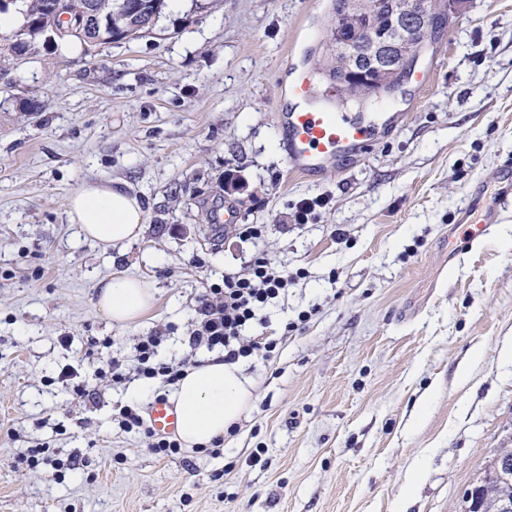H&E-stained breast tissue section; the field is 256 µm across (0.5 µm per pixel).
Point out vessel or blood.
I'll return each mask as SVG.
<instances>
[{
	"instance_id": "vessel-or-blood-1",
	"label": "vessel or blood",
	"mask_w": 512,
	"mask_h": 512,
	"mask_svg": "<svg viewBox=\"0 0 512 512\" xmlns=\"http://www.w3.org/2000/svg\"><path fill=\"white\" fill-rule=\"evenodd\" d=\"M288 97L293 106L285 113L283 123L287 157L292 167L302 173L319 172L339 163L349 153L376 141L379 129L393 121L386 112L375 115L331 111L306 76L294 79ZM500 179L502 187L498 196L488 198L480 191L473 196L470 209L479 213L480 220L467 227L460 238L449 240V257L468 250L499 223L502 205L512 199L511 156L501 162ZM149 421L158 434L172 436L178 431L177 409L169 401H154L149 407Z\"/></svg>"
}]
</instances>
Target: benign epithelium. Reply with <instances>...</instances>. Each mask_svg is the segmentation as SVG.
Listing matches in <instances>:
<instances>
[{
    "instance_id": "7a95c632",
    "label": "benign epithelium",
    "mask_w": 512,
    "mask_h": 512,
    "mask_svg": "<svg viewBox=\"0 0 512 512\" xmlns=\"http://www.w3.org/2000/svg\"><path fill=\"white\" fill-rule=\"evenodd\" d=\"M47 7L57 20L54 30L61 37L73 32V18L84 15L76 0H48ZM388 12L384 29L365 25L358 14H351L346 25L331 28L329 48L353 65L364 57L377 67L391 62L400 78L407 77L412 58L425 44L423 32L433 28L432 19L422 0H388Z\"/></svg>"
}]
</instances>
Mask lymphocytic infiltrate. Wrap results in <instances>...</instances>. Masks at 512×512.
<instances>
[{
  "label": "lymphocytic infiltrate",
  "instance_id": "1",
  "mask_svg": "<svg viewBox=\"0 0 512 512\" xmlns=\"http://www.w3.org/2000/svg\"><path fill=\"white\" fill-rule=\"evenodd\" d=\"M303 275V269L288 270L262 255L253 257L242 270L225 274L222 282L212 284L198 299V318L188 339L190 349L203 347L223 353L228 363L269 355L277 347L275 340L251 335L250 329L259 313L285 295ZM162 342V337L155 334L139 337L134 345L133 364L110 358L107 377L117 384L143 379H158L169 386L177 384L188 362L160 359L158 349ZM112 420L123 432L148 438L150 451L158 457L170 458L181 450L177 437L154 433L138 404L120 406Z\"/></svg>",
  "mask_w": 512,
  "mask_h": 512
}]
</instances>
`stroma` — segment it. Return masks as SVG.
<instances>
[{"label":"stroma","mask_w":512,"mask_h":512,"mask_svg":"<svg viewBox=\"0 0 512 512\" xmlns=\"http://www.w3.org/2000/svg\"><path fill=\"white\" fill-rule=\"evenodd\" d=\"M332 0H186L131 42L0 56V512H457L512 447V209L456 259L471 192L512 155V0H460L415 73L372 112L398 114L344 166L291 169L284 90L321 74ZM138 193L140 237L82 239L67 200L88 182ZM326 199L298 225L294 206ZM231 206L260 240L209 222ZM306 276L254 331V402L211 458L160 459L111 422L128 387L110 357L160 334L174 358L197 297L254 255ZM157 290L135 324L97 306L101 280ZM309 312L299 321V312ZM71 344H63V337ZM111 338V348L93 342ZM73 367L94 394L58 384ZM51 442L73 470L29 469Z\"/></svg>","instance_id":"obj_1"}]
</instances>
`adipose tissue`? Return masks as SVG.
Here are the masks:
<instances>
[{
	"instance_id": "obj_1",
	"label": "adipose tissue",
	"mask_w": 512,
	"mask_h": 512,
	"mask_svg": "<svg viewBox=\"0 0 512 512\" xmlns=\"http://www.w3.org/2000/svg\"><path fill=\"white\" fill-rule=\"evenodd\" d=\"M67 209L85 238L104 245L137 239L145 222L138 194L119 184H84L69 197ZM153 301L148 284L124 276L101 283L97 304L112 323L125 327L136 323ZM172 398L180 440L186 447L202 448L224 436L249 410L253 382L239 364L213 355L186 370Z\"/></svg>"
}]
</instances>
